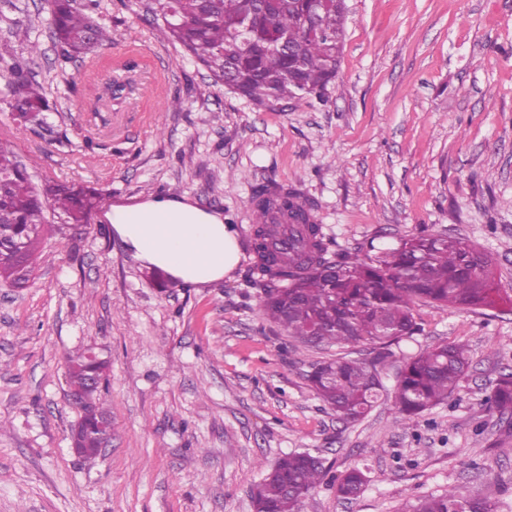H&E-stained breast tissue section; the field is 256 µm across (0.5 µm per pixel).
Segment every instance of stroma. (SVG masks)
<instances>
[{
  "mask_svg": "<svg viewBox=\"0 0 512 512\" xmlns=\"http://www.w3.org/2000/svg\"><path fill=\"white\" fill-rule=\"evenodd\" d=\"M146 0H102V47L130 88L94 113L90 59L60 64L48 34L29 54L19 22L45 0H0L11 40L49 91H77L54 123L59 148L21 127L0 97V143L45 179L97 189L86 224H51L35 277L0 288V512H254L250 491L290 452L320 456L322 483L300 512H400L448 489L488 493L512 512V431L486 413L512 370V313L419 301L412 356L465 343L470 368L447 403L401 428L391 401L361 421L336 419L306 374L339 347L306 348L260 314L249 204L259 184L295 186L318 205L337 250L387 247L442 232L489 252L512 288V0H346L337 77L324 101L257 107L214 85L163 39ZM180 97L181 110L166 102ZM93 148H85V139ZM165 193L223 215L240 261L224 279L189 285L126 250L105 218L114 205ZM109 363L112 440L95 459L72 449L82 411L69 359ZM366 467L359 498L336 484Z\"/></svg>",
  "mask_w": 512,
  "mask_h": 512,
  "instance_id": "obj_1",
  "label": "stroma"
}]
</instances>
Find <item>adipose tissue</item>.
I'll list each match as a JSON object with an SVG mask.
<instances>
[{"instance_id":"obj_1","label":"adipose tissue","mask_w":512,"mask_h":512,"mask_svg":"<svg viewBox=\"0 0 512 512\" xmlns=\"http://www.w3.org/2000/svg\"><path fill=\"white\" fill-rule=\"evenodd\" d=\"M106 217L130 252L184 283L221 280L239 262L235 235L223 217L182 200L153 196L112 207Z\"/></svg>"}]
</instances>
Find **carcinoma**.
Wrapping results in <instances>:
<instances>
[{
  "mask_svg": "<svg viewBox=\"0 0 512 512\" xmlns=\"http://www.w3.org/2000/svg\"><path fill=\"white\" fill-rule=\"evenodd\" d=\"M46 25L65 63L112 43L100 24V0H47ZM147 11L162 21L161 33L178 43L213 79L258 106L323 99L336 79L344 40V0H148ZM311 27H306L305 22ZM41 24L23 33L29 53L41 52ZM4 95L26 127L68 147V131L49 116L59 112L32 72L7 66ZM97 191L65 184L36 186L13 152L0 146V283L17 285V267L33 270L35 245L47 214L65 224H86ZM254 268L265 301L261 315L288 337L311 347L372 344L371 361L340 356L312 365L306 374L318 398L348 422L363 419L386 393L383 378L395 370L394 423L413 424L426 410L448 402L469 367L466 348L439 343L396 362L391 346L415 335L413 305L428 301L457 310L504 307L512 294L498 287L492 259L482 248L440 233H418L389 248L335 252L312 218V206L292 187L257 186L252 194ZM107 361L83 354L71 361V394L84 410L75 433L80 455L98 454L111 422L100 401ZM489 412L512 427V372L500 375L485 400ZM323 461L309 452L282 456L251 491L254 512H299L302 499L324 477ZM364 471L354 467L337 494L354 499L365 489ZM404 512H495L487 495L458 496L450 489L406 505Z\"/></svg>",
  "mask_w": 512,
  "mask_h": 512,
  "instance_id": "cac0c4a2",
  "label": "carcinoma"
}]
</instances>
